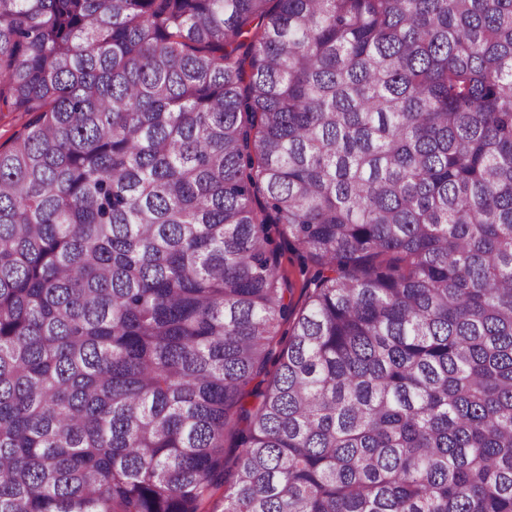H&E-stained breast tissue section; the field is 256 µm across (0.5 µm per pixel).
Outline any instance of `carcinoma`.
Listing matches in <instances>:
<instances>
[{
    "mask_svg": "<svg viewBox=\"0 0 512 512\" xmlns=\"http://www.w3.org/2000/svg\"><path fill=\"white\" fill-rule=\"evenodd\" d=\"M4 110L0 512H512V0H0ZM29 115L25 112H0V145L7 147L16 131L28 121ZM274 244L278 245L281 252V268L284 274L288 277L289 284L292 288V301L296 309L299 310L306 300L305 289L303 283L306 277L310 276L308 273L305 275L301 272V260L298 252L288 246V242L283 240L279 234L273 231Z\"/></svg>",
    "mask_w": 512,
    "mask_h": 512,
    "instance_id": "obj_1",
    "label": "carcinoma"
}]
</instances>
